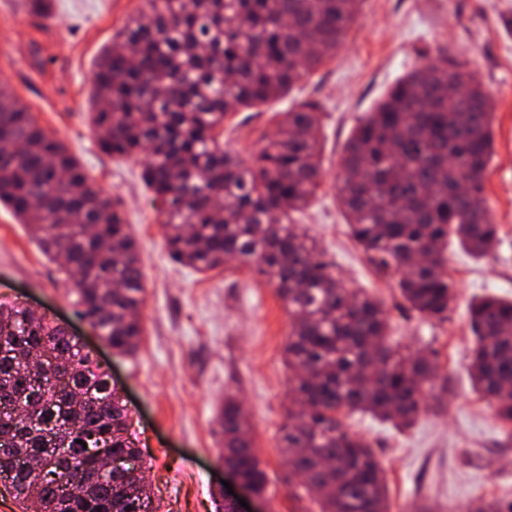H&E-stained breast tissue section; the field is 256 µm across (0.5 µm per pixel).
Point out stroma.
<instances>
[{
  "instance_id": "obj_1",
  "label": "stroma",
  "mask_w": 512,
  "mask_h": 512,
  "mask_svg": "<svg viewBox=\"0 0 512 512\" xmlns=\"http://www.w3.org/2000/svg\"><path fill=\"white\" fill-rule=\"evenodd\" d=\"M0 0V84L40 125L64 141L90 181L121 202L144 275V332L134 355L113 353L76 313L72 283L0 206V304H21L65 325L121 389L130 432L142 451L152 512H217L224 477L217 415L225 394L249 415L254 447L268 477L269 512H317L278 450L291 404L284 347L290 318L267 281L230 263L199 273L173 264L164 228L141 180L142 162L102 152L87 117L92 65L141 0H54L48 19ZM450 53L494 100V152L485 184L489 215L502 244L476 259L448 243L456 300L438 323L410 311L394 274H381L350 237L335 176L358 121L421 58ZM322 108V185L295 213L347 287L381 298L391 344L438 354L446 387L414 427L398 431L352 413L346 428L368 438L385 474L390 512H470L481 501H512V440L468 374L473 336L470 303L488 293L512 299V0H362L333 58L306 76L288 98L228 115L224 146L247 161L293 102Z\"/></svg>"
}]
</instances>
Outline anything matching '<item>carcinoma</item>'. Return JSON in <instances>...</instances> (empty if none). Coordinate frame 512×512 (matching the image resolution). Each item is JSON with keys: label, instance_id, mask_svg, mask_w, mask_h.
<instances>
[{"label": "carcinoma", "instance_id": "1", "mask_svg": "<svg viewBox=\"0 0 512 512\" xmlns=\"http://www.w3.org/2000/svg\"><path fill=\"white\" fill-rule=\"evenodd\" d=\"M103 47L89 119L99 148L145 157L171 261L207 272L232 257L287 304L284 353L293 407L282 427L288 469L313 488L319 512H389L370 442L343 418L370 413L407 427L437 389L432 349L389 342L384 302L348 288L292 213L321 182L319 106L281 113L244 163L224 149V119L286 96L335 53L360 0H142ZM467 86L460 98L448 84ZM493 101L452 55L400 77L345 143L336 179L353 240L381 273L398 275L409 308L443 322L456 298L453 239L482 257L500 240L487 208ZM0 204L51 259L64 257L77 314L120 354L143 336L136 242L112 196L0 85ZM473 389L512 439V300L470 307ZM108 374L59 325L0 305V484L37 512H149L141 452ZM222 458L266 494L248 414L224 398ZM125 461L100 474L101 452Z\"/></svg>", "mask_w": 512, "mask_h": 512}]
</instances>
